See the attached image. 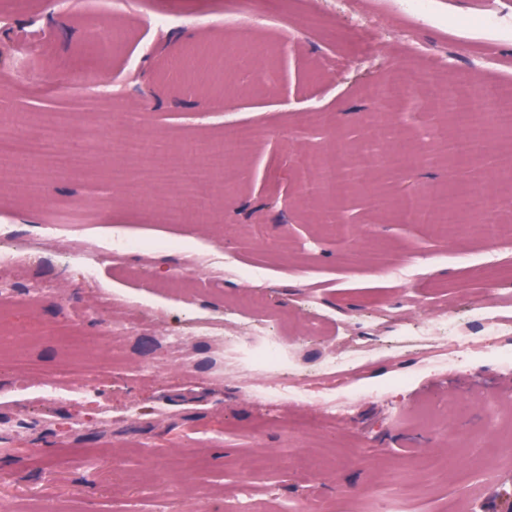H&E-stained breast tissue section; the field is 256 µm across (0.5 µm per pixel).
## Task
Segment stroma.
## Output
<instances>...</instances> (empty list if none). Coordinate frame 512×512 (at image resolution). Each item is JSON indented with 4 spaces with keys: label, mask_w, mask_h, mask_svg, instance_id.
Wrapping results in <instances>:
<instances>
[{
    "label": "stroma",
    "mask_w": 512,
    "mask_h": 512,
    "mask_svg": "<svg viewBox=\"0 0 512 512\" xmlns=\"http://www.w3.org/2000/svg\"><path fill=\"white\" fill-rule=\"evenodd\" d=\"M54 2L0 0V107L23 113L30 132L41 113H58L87 149L63 171L45 161L27 173L0 167V233L21 250L0 266V285L18 296L35 281L48 289L4 319L29 341L28 360L46 369L65 348L30 342L40 326H78L102 342L76 357L97 369L79 397L45 395L21 367H0V503L12 512H240L250 498L266 512H376L389 466L399 512H512V459L498 456L504 435L485 410L491 398L512 404V362L488 347L446 369L419 363L421 332L439 303L467 320L495 289H512V239L442 241L426 225L400 223L395 209L413 187H484L512 167V135L500 134L498 148L476 147L470 166L458 165L449 140L434 162L409 170L358 158L344 175L372 190L335 207L303 179L293 154L328 143L307 125L308 112L335 113L337 132L356 147L364 119L378 111L360 88L386 80L405 55L398 18L360 39L359 15L375 0H250L245 22L231 29L224 15L237 0H141L125 12L112 0H78L66 12ZM413 37L414 63L441 83L469 76L512 86V31L486 43L428 22ZM85 69L123 97L60 93ZM389 110L399 137L452 121L405 101ZM230 124L250 127L256 146L249 159L225 161L208 228L171 223L170 183L148 180L143 158L112 153L114 134L145 135L175 162L185 140L219 142ZM116 167L125 180H113ZM331 211L342 236L324 226ZM52 219L67 222L66 242L32 249ZM117 231L184 248L103 259L87 279L88 243ZM199 246L261 273L181 277L184 249ZM405 261L420 266L408 282L390 274ZM248 292L262 296L259 310L242 306ZM104 294L112 307L96 312ZM85 307L91 315L74 322ZM134 308L132 335H111L112 320ZM194 317L223 324L229 336L267 329L292 373L364 351L373 360L351 380L348 412L333 417L311 399L246 392L222 374L206 340L192 341L183 359L160 347L161 333L188 332ZM311 319L318 335L306 332Z\"/></svg>",
    "instance_id": "obj_1"
}]
</instances>
